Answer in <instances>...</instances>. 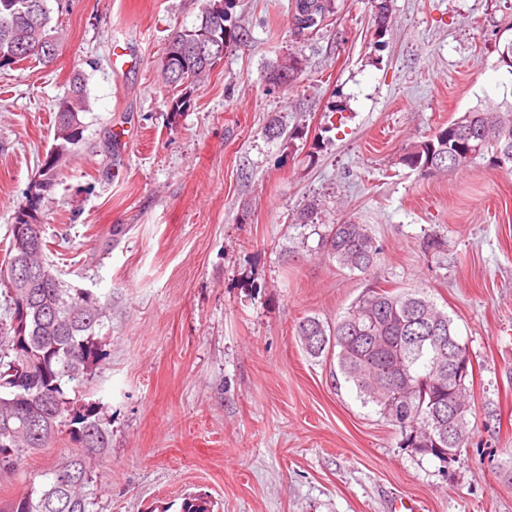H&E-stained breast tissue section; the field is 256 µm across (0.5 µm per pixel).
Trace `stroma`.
<instances>
[{
	"instance_id": "stroma-1",
	"label": "stroma",
	"mask_w": 512,
	"mask_h": 512,
	"mask_svg": "<svg viewBox=\"0 0 512 512\" xmlns=\"http://www.w3.org/2000/svg\"><path fill=\"white\" fill-rule=\"evenodd\" d=\"M205 0H53L65 38L53 63L0 71V259L15 210L51 147L55 103L87 83L85 145L48 193L46 259L106 301L108 353L74 398L100 404L110 446L94 512H512V172L481 160L420 176L405 147L481 103L512 101L499 47L512 0H335L326 27L299 31L293 0H234L247 32L190 108L158 72L174 28ZM126 65L112 72V49ZM293 87L265 76L288 55ZM302 126L268 140L271 119ZM369 225L377 267L352 273L314 254L296 213ZM121 234H114V227ZM442 251H426L428 236ZM422 288L448 312L474 362V434L448 467L404 445L363 404L335 355L310 357L296 327L334 323L375 282ZM68 428L0 476L17 497L73 451Z\"/></svg>"
}]
</instances>
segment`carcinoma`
Wrapping results in <instances>:
<instances>
[{"instance_id":"obj_1","label":"carcinoma","mask_w":512,"mask_h":512,"mask_svg":"<svg viewBox=\"0 0 512 512\" xmlns=\"http://www.w3.org/2000/svg\"><path fill=\"white\" fill-rule=\"evenodd\" d=\"M49 0H0V70L25 59L54 60L61 38L52 25ZM233 0H224V21L219 30L209 28L210 8L202 10L189 29L176 28L162 56L161 76L166 84L191 86L209 77L216 61L195 58L199 39L212 34L225 49L240 40L239 26L227 13ZM378 32L389 27V0H373ZM307 4L316 20L304 26L319 30L335 11V0H294V8ZM46 41L49 51H30L31 43ZM301 62L273 68L270 84L286 90L298 79ZM87 90L75 77L67 93L55 103L53 155H44L39 177L55 185L60 171L84 140L80 114L86 111ZM296 126L286 132L273 120L265 129L271 140L284 134L295 138ZM494 159L496 166L512 171V102L487 103L412 142L400 158L408 169L420 172L432 164L433 172L462 169L476 160ZM315 251L352 273L366 274L376 267L379 247L364 224H327L318 234ZM32 271L50 273L43 288H20L0 277L8 317L0 321V471H16L23 454L46 448L60 427H69L75 451L60 461L41 487L6 502L0 512H94L96 505L93 460L106 453L108 421L96 405L79 404L68 396L93 383L106 358L95 330L102 325L105 304L84 288H76L57 275L44 255L30 258ZM298 336L312 356L336 352L345 380L355 387L364 404L372 403L382 418L400 427L405 446L419 449L441 464L448 459L434 445L454 448L460 454L471 434L472 408L466 407L470 375L448 374V338L456 337L453 320L421 289H394L375 284L368 288L333 325L306 317ZM427 336H440L433 344ZM454 434L448 435V419ZM182 512H213L207 495L185 498Z\"/></svg>"}]
</instances>
